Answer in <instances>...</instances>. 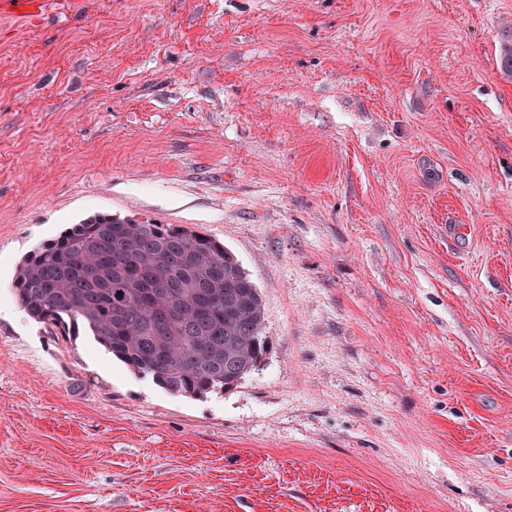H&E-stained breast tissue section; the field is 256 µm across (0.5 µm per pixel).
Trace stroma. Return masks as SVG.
<instances>
[{"mask_svg":"<svg viewBox=\"0 0 512 512\" xmlns=\"http://www.w3.org/2000/svg\"><path fill=\"white\" fill-rule=\"evenodd\" d=\"M512 0L0 17V512H512ZM109 213L222 242L267 352L175 396L12 289Z\"/></svg>","mask_w":512,"mask_h":512,"instance_id":"obj_1","label":"stroma"}]
</instances>
